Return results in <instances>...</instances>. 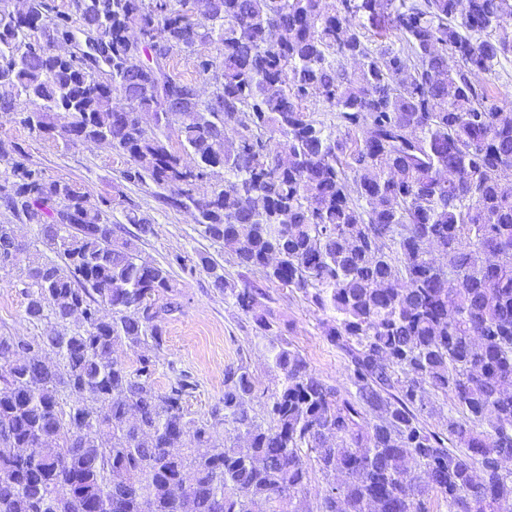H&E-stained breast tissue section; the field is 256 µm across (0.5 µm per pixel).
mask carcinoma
Segmentation results:
<instances>
[{
	"label": "carcinoma",
	"instance_id": "obj_1",
	"mask_svg": "<svg viewBox=\"0 0 512 512\" xmlns=\"http://www.w3.org/2000/svg\"><path fill=\"white\" fill-rule=\"evenodd\" d=\"M210 2L24 0L0 15V118L129 156L127 182L167 190L239 267L326 315L356 393L279 341L263 289L201 255L282 378L261 420L253 375L229 364L222 400L189 417L193 384L152 379L181 310L170 271L0 139V206L64 257L24 283L25 319L59 330L0 336V512H311L313 469L341 476L317 512H428L431 494L448 512H512V108L490 89L512 57V0ZM379 16L401 49L369 45L362 19ZM174 50L214 97L168 73ZM314 96L336 123L305 111ZM15 240L0 224V270ZM433 395L452 404L438 431Z\"/></svg>",
	"mask_w": 512,
	"mask_h": 512
}]
</instances>
